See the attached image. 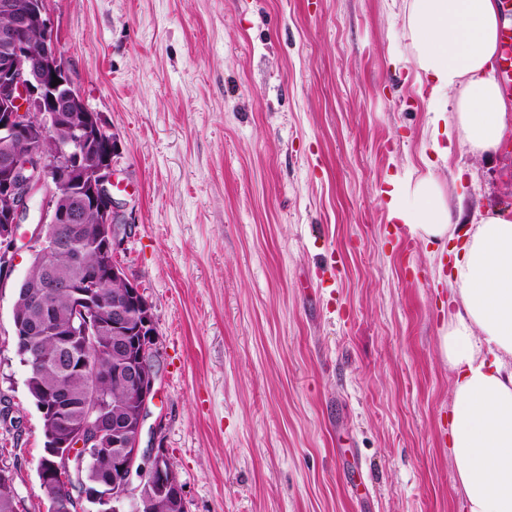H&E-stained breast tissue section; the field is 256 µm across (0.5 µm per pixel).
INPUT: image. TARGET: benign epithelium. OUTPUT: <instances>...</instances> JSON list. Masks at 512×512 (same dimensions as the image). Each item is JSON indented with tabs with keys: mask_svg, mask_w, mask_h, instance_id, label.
Masks as SVG:
<instances>
[{
	"mask_svg": "<svg viewBox=\"0 0 512 512\" xmlns=\"http://www.w3.org/2000/svg\"><path fill=\"white\" fill-rule=\"evenodd\" d=\"M0 288L6 287L15 269L20 225L35 224L27 246L42 248V292L31 298V306H45L61 290L72 294L69 335L82 336L84 349L97 346V337L112 336V354L121 361L116 372L94 370V381L84 393L85 417L73 428L64 443L56 444L58 462L52 469L38 470L41 489L49 501L57 488L70 485L78 469L88 461L84 436L98 448L112 445L120 449L112 466V481L99 492L82 494L73 500L74 512H151L150 489L169 492L177 512L184 510V494L174 470L163 465L166 454L160 446L142 449L144 422L156 397L158 370L152 363L157 330L152 305L138 285L130 280L117 255L123 249L132 215L113 198L115 169L113 158L119 150L116 137L109 135L101 119L81 117L75 122L70 112H87L84 101L73 90L59 48L34 54L21 39L24 30L43 35L52 32L43 2L34 12H21L15 0H0ZM61 83L52 85L53 78ZM62 125L67 137L57 141L50 154L39 143ZM27 138L29 150L19 152L16 142ZM100 138L112 145L101 161L87 157L90 145ZM69 168L72 181L62 184L54 173ZM98 213L93 235L99 243V263L103 272L99 285L110 281L122 285L110 315L103 317L95 304L102 298L80 289L75 279L61 281L51 270L55 255L68 252L67 241L52 232L55 224H82L88 210ZM117 377L128 400L122 420L109 424L101 408L97 384Z\"/></svg>",
	"mask_w": 512,
	"mask_h": 512,
	"instance_id": "benign-epithelium-1",
	"label": "benign epithelium"
}]
</instances>
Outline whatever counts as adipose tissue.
Here are the masks:
<instances>
[{"instance_id": "1", "label": "adipose tissue", "mask_w": 512, "mask_h": 512, "mask_svg": "<svg viewBox=\"0 0 512 512\" xmlns=\"http://www.w3.org/2000/svg\"><path fill=\"white\" fill-rule=\"evenodd\" d=\"M408 62L428 91L433 149L498 153L512 108L494 72L504 24L496 0H406ZM392 220L454 248L440 352L454 372L448 434L467 512H512V211L459 223L432 172L393 183Z\"/></svg>"}]
</instances>
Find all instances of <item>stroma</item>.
Masks as SVG:
<instances>
[{
    "label": "stroma",
    "mask_w": 512,
    "mask_h": 512,
    "mask_svg": "<svg viewBox=\"0 0 512 512\" xmlns=\"http://www.w3.org/2000/svg\"><path fill=\"white\" fill-rule=\"evenodd\" d=\"M74 88L118 139L119 260L153 306L151 407L185 512H465L439 354L453 256L393 229L432 171L512 209V153L432 150L404 0H45ZM0 289L21 512H47L41 416Z\"/></svg>",
    "instance_id": "stroma-1"
}]
</instances>
